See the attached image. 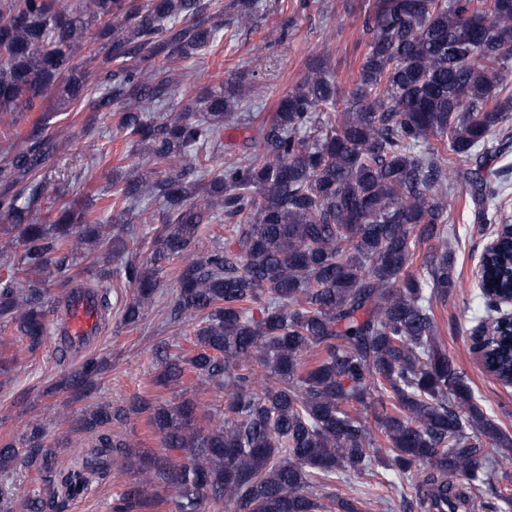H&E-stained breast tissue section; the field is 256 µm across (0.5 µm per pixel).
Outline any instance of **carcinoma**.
<instances>
[{"instance_id":"cac0c4a2","label":"carcinoma","mask_w":512,"mask_h":512,"mask_svg":"<svg viewBox=\"0 0 512 512\" xmlns=\"http://www.w3.org/2000/svg\"><path fill=\"white\" fill-rule=\"evenodd\" d=\"M94 23L102 46L88 54ZM222 26L224 0H0V112L31 109L55 91L90 112L120 103V127L168 170L155 181H112L119 200L162 201L152 255L182 260L170 319L197 321L193 352L166 356L155 385H178L190 371L224 392L222 414L210 417L189 397L91 406L75 420L90 448L66 465L30 424L22 445L0 441V473L20 462L69 498L108 483L119 461L135 479L112 512H362L358 497L330 492L322 503L315 490L380 465L411 483L423 512L511 508L508 491H479L489 479L484 448L512 465V436L442 348L433 307L462 287L448 249V190L465 188L472 223L503 222L493 165L512 147V135H498L512 115V0H374L354 89L339 93L326 63L314 62L262 123V161L229 160L207 180L224 129L242 121L240 84L180 112H146L172 94L171 64L207 48ZM91 78L104 92H89ZM339 102L337 117L323 116ZM27 140L0 163V219L25 248L0 286V319L33 354L47 338L37 275L57 254L91 253L110 238L94 261L106 283L126 243L67 202L35 218L55 145L37 127ZM217 208L236 219L232 243L197 256ZM419 244L429 251L415 269ZM481 261L490 279L512 262L506 251ZM127 279L136 292L122 323L138 326L154 307L155 269L129 264ZM489 354L497 375L512 379L504 339ZM103 369L89 357L55 388L87 393ZM131 412L147 415L162 451L112 432ZM155 488L169 498L149 495ZM24 508L61 512L63 502L38 491Z\"/></svg>"}]
</instances>
